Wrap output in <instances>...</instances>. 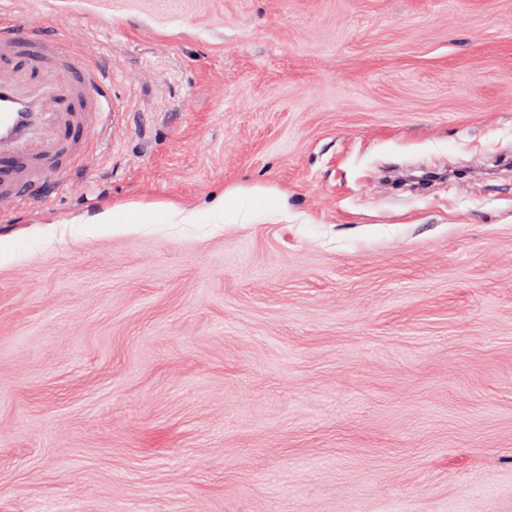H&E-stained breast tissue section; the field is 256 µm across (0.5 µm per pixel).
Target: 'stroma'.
I'll return each instance as SVG.
<instances>
[{
    "label": "stroma",
    "instance_id": "35a3bbf8",
    "mask_svg": "<svg viewBox=\"0 0 512 512\" xmlns=\"http://www.w3.org/2000/svg\"><path fill=\"white\" fill-rule=\"evenodd\" d=\"M1 19L115 110L0 217V512H512V0ZM96 223L99 224H112V226H121L120 224H146L148 223V219L145 215L136 212L131 213L128 211L117 212L112 209V213L110 211H105L101 213L96 218Z\"/></svg>",
    "mask_w": 512,
    "mask_h": 512
}]
</instances>
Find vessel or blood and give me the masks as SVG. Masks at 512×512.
<instances>
[{
	"label": "vessel or blood",
	"instance_id": "1",
	"mask_svg": "<svg viewBox=\"0 0 512 512\" xmlns=\"http://www.w3.org/2000/svg\"><path fill=\"white\" fill-rule=\"evenodd\" d=\"M72 44L35 22L0 25L1 208L44 198L47 171L72 164L111 108L109 72Z\"/></svg>",
	"mask_w": 512,
	"mask_h": 512
}]
</instances>
